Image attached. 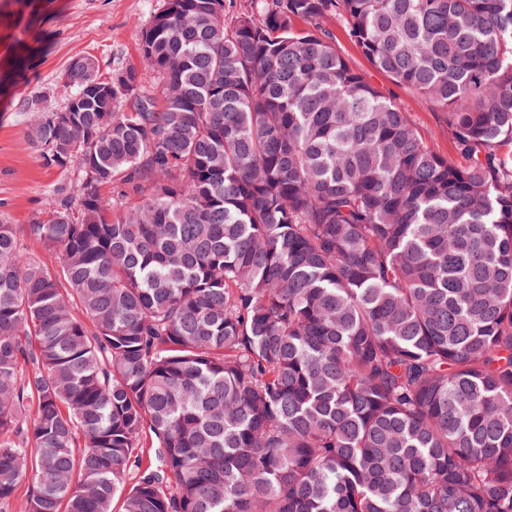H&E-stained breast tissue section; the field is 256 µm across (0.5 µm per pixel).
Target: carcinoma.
<instances>
[{
  "mask_svg": "<svg viewBox=\"0 0 512 512\" xmlns=\"http://www.w3.org/2000/svg\"><path fill=\"white\" fill-rule=\"evenodd\" d=\"M141 54L0 213V506L512 512V0H163ZM329 26L336 35V46L345 55L350 64L367 73L370 80L379 90L387 93L400 105L404 112H407L411 122L436 153L458 160L440 112L427 107L416 94L397 86L384 75L374 71L362 50L346 37L341 23L332 21Z\"/></svg>",
  "mask_w": 512,
  "mask_h": 512,
  "instance_id": "cac0c4a2",
  "label": "carcinoma"
}]
</instances>
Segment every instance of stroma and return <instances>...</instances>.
<instances>
[{
	"label": "stroma",
	"mask_w": 512,
	"mask_h": 512,
	"mask_svg": "<svg viewBox=\"0 0 512 512\" xmlns=\"http://www.w3.org/2000/svg\"><path fill=\"white\" fill-rule=\"evenodd\" d=\"M161 6L162 0H0V210L12 223H29L43 210L47 189L63 179L30 139L36 112L64 108L74 58H93L103 77L139 65L142 34ZM330 27L350 64L400 105L436 153L455 158L440 113L372 71L339 22Z\"/></svg>",
	"instance_id": "stroma-1"
}]
</instances>
